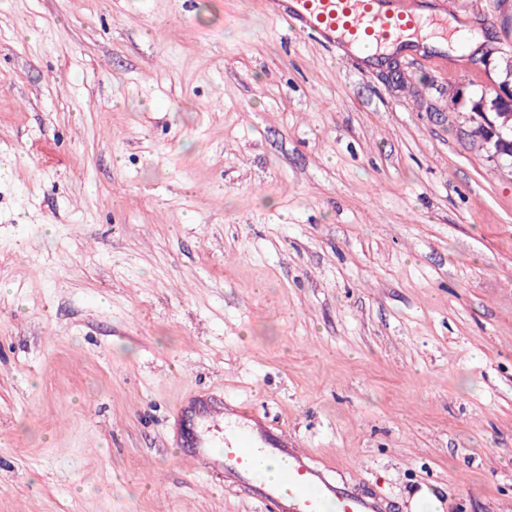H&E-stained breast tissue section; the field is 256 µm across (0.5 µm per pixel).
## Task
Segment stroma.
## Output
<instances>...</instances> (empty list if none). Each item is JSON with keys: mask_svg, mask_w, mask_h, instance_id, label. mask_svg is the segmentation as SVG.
<instances>
[{"mask_svg": "<svg viewBox=\"0 0 512 512\" xmlns=\"http://www.w3.org/2000/svg\"><path fill=\"white\" fill-rule=\"evenodd\" d=\"M472 2L392 81L256 0H0V512H261L176 448L191 389L391 512L512 500V164L448 103L512 0Z\"/></svg>", "mask_w": 512, "mask_h": 512, "instance_id": "35a3bbf8", "label": "stroma"}]
</instances>
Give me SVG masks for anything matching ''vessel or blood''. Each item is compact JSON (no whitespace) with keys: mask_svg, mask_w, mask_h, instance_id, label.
<instances>
[{"mask_svg":"<svg viewBox=\"0 0 512 512\" xmlns=\"http://www.w3.org/2000/svg\"><path fill=\"white\" fill-rule=\"evenodd\" d=\"M263 12L294 34H310L339 56H363L379 65L387 53L406 54L442 47L448 36V9L429 11L417 0H260ZM174 420L184 430L195 470L245 486L264 512H386L383 497L350 481L337 468L318 464L298 440L274 434L265 415L239 405L225 412L222 400L190 393ZM279 469L276 480L263 475Z\"/></svg>","mask_w":512,"mask_h":512,"instance_id":"1","label":"vessel or blood"}]
</instances>
